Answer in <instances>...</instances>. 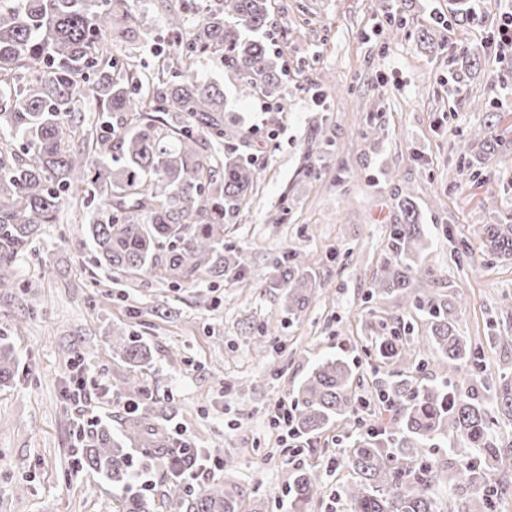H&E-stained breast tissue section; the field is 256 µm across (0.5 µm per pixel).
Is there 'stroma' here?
I'll use <instances>...</instances> for the list:
<instances>
[{
	"label": "stroma",
	"instance_id": "35a3bbf8",
	"mask_svg": "<svg viewBox=\"0 0 512 512\" xmlns=\"http://www.w3.org/2000/svg\"><path fill=\"white\" fill-rule=\"evenodd\" d=\"M271 3L281 110L262 111V94H239L217 56L195 66L198 80L223 82L225 123L250 133L224 142L255 174L252 198L224 231L225 247L245 250L246 271L174 286L99 267L66 206L17 261V287L0 290V344L17 364L0 386V512H123L115 488L84 462L85 431L68 398L76 357L107 392L87 402L88 415L117 432L124 401L166 406L174 442L191 440L224 462L203 489L240 486V512H289L292 477L309 468L321 489L305 512H349L342 459L352 435L381 422L378 392L394 380L375 343L402 322L417 336L424 328L399 298L366 297L408 193L430 243L421 288L460 298L457 330L479 343L485 374L512 370V347L489 342L512 336V261L477 249L483 225L512 222V146L473 167L464 158L478 127L512 143V63L485 46L499 0H466L464 25L450 0ZM131 4L153 35L133 56L144 73H158L175 51L165 12L159 0ZM457 239L474 244L470 258L457 259ZM287 253L317 279L295 319L268 285ZM116 327L151 347L141 392L124 388L130 369L112 343ZM339 354L362 399L354 419L311 447H280L269 406L294 400L316 362Z\"/></svg>",
	"mask_w": 512,
	"mask_h": 512
}]
</instances>
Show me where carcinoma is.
<instances>
[{"mask_svg": "<svg viewBox=\"0 0 512 512\" xmlns=\"http://www.w3.org/2000/svg\"><path fill=\"white\" fill-rule=\"evenodd\" d=\"M179 52L176 70L156 78L116 75L117 45L147 41L134 23L130 0H0V288L13 287L14 263L55 224L70 198L83 199L85 237L101 265L156 275L172 284L206 274L221 278L247 266L243 252L224 247L231 224L254 190V171L236 152L223 153L224 86L191 74L200 55L218 54L243 95L278 97L282 67L266 41L269 0H209L189 34L179 5L162 0ZM95 116L86 118L89 101ZM493 125L471 132L468 147H498ZM399 222L389 225L386 256L369 294L399 297L428 320L424 343L431 371L442 384L415 386L425 366L417 345L394 333L376 353L397 368L399 380L382 391L389 417L355 434L343 466L355 473L342 487L351 512H493L512 471V375L480 377L478 354L456 331L457 306L445 294L418 288V259L429 241L411 197L399 201ZM493 256L512 257V224H486L481 239ZM268 287L284 294L288 314L314 297L312 276L296 255L276 259ZM133 369L150 360L146 345L113 331ZM15 360L0 347V383ZM488 391L478 399L477 388ZM293 429L319 434L351 418L360 405L353 372L342 358H327L304 379L296 396ZM166 410L149 406L129 416L121 435L107 426L86 440V460L113 485L131 491L127 445L168 453ZM445 444L456 487L468 493L441 506L433 489L444 479L430 449ZM319 474L297 471L290 512H303L318 494ZM242 489L224 484L186 499L174 481L167 498L186 512H239Z\"/></svg>", "mask_w": 512, "mask_h": 512, "instance_id": "1", "label": "carcinoma"}]
</instances>
